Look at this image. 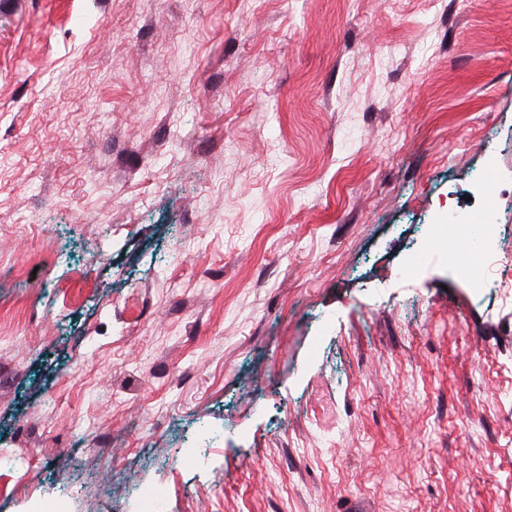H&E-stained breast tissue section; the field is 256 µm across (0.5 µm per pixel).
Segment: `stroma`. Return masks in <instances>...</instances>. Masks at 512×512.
Segmentation results:
<instances>
[{"mask_svg": "<svg viewBox=\"0 0 512 512\" xmlns=\"http://www.w3.org/2000/svg\"><path fill=\"white\" fill-rule=\"evenodd\" d=\"M488 204L512 0H0V512H512ZM475 218L472 217L469 224H463L460 220V214L454 208L448 210L441 223L433 224V229L429 236L432 241H442L447 235H455L465 239L468 242V249L461 251L453 247H448V252L439 253L446 257L448 264L454 266L458 272L469 280L473 285L488 288H495V280L492 279V269L500 264L503 267L512 265L511 258L499 257L497 250L489 241L488 233H481L479 244L473 247L471 244L475 228ZM483 243L481 244V238ZM68 497L54 495L48 498L27 499L23 502L24 512H69L66 510Z\"/></svg>", "mask_w": 512, "mask_h": 512, "instance_id": "35a3bbf8", "label": "stroma"}]
</instances>
